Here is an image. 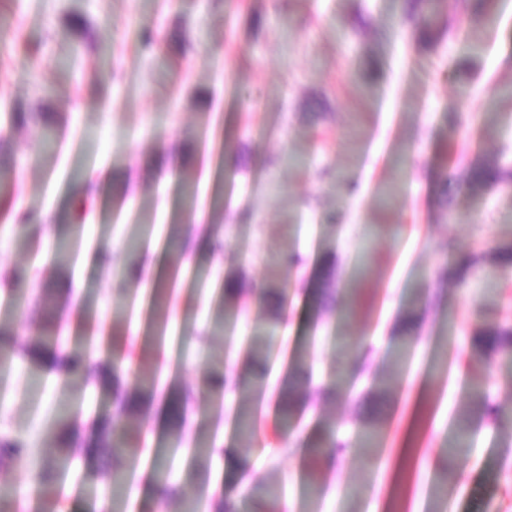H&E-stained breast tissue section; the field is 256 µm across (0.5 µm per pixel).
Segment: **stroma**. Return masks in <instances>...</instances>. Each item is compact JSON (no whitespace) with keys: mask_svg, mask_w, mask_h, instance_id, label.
Wrapping results in <instances>:
<instances>
[{"mask_svg":"<svg viewBox=\"0 0 512 512\" xmlns=\"http://www.w3.org/2000/svg\"><path fill=\"white\" fill-rule=\"evenodd\" d=\"M408 0H0V125L14 110L40 113L0 149L16 172L13 196L45 218L26 229L0 224V282L21 270L52 288L56 220L85 201L66 279H79L83 311L60 303L53 317L76 350L105 336L103 359L134 358L138 372H168L195 395L185 444L171 441L161 392L141 420L144 458L167 451L182 496L214 503L239 488L274 484L296 512H429L434 482L448 472L445 512H512V361L476 352L481 328L512 323V263L492 252L512 245V186L474 190L462 154L512 170V0H489L493 21L460 15L459 35L431 45L403 20ZM156 30L158 43L136 35ZM97 172L94 186L82 176ZM221 236V256L198 258L196 278L145 310L131 334L119 303L131 262L158 267L171 283L182 243L158 225ZM140 236L129 255L125 245ZM294 252L296 266L280 263ZM471 266L464 279L453 269ZM334 271L335 309L316 293L323 265ZM240 277L246 327L214 326V282ZM300 303L280 319L282 353L267 363L256 413L264 449L238 436L217 411L209 385L224 372L231 337L260 330L269 289ZM421 303L417 342L394 365L404 311ZM371 345L350 388L320 391L348 359ZM303 385L294 439L282 438L273 381L294 360ZM0 399V435L19 436L50 456L58 411L77 425L111 412L87 379L24 360ZM383 425L376 456L356 432ZM197 437L225 439L243 468L224 481L221 460L195 458ZM348 442L332 464L312 466L311 444ZM387 460L386 471L376 463ZM44 489L52 512H98L110 475L81 459L57 468Z\"/></svg>","mask_w":512,"mask_h":512,"instance_id":"1","label":"stroma"}]
</instances>
